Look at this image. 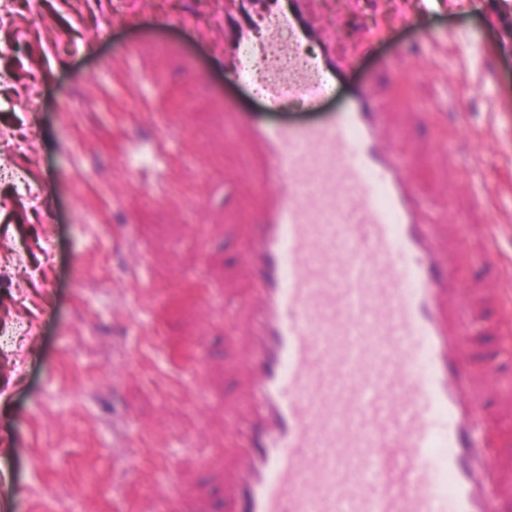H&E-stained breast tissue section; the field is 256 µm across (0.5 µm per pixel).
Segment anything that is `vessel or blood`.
<instances>
[{
  "instance_id": "vessel-or-blood-1",
  "label": "vessel or blood",
  "mask_w": 512,
  "mask_h": 512,
  "mask_svg": "<svg viewBox=\"0 0 512 512\" xmlns=\"http://www.w3.org/2000/svg\"><path fill=\"white\" fill-rule=\"evenodd\" d=\"M305 0L285 26L311 38ZM341 67L325 55L270 82L269 107L324 97ZM386 115L357 89L337 114L245 122L263 186L246 238L248 384L226 435L238 512H492L512 499V450L478 437L480 386L461 315L466 294L441 260Z\"/></svg>"
}]
</instances>
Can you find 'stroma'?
Returning <instances> with one entry per match:
<instances>
[{
  "instance_id": "obj_1",
  "label": "stroma",
  "mask_w": 512,
  "mask_h": 512,
  "mask_svg": "<svg viewBox=\"0 0 512 512\" xmlns=\"http://www.w3.org/2000/svg\"><path fill=\"white\" fill-rule=\"evenodd\" d=\"M307 12L346 67L328 96L272 112L225 61L229 0H0V512H157L168 483L189 512H233L224 425L247 341L227 344L224 301H249L241 228L263 194L224 114L313 122L361 86L441 217L463 356L498 370L477 401L512 442V339L490 295L512 283V0ZM169 111L178 125L154 121Z\"/></svg>"
}]
</instances>
